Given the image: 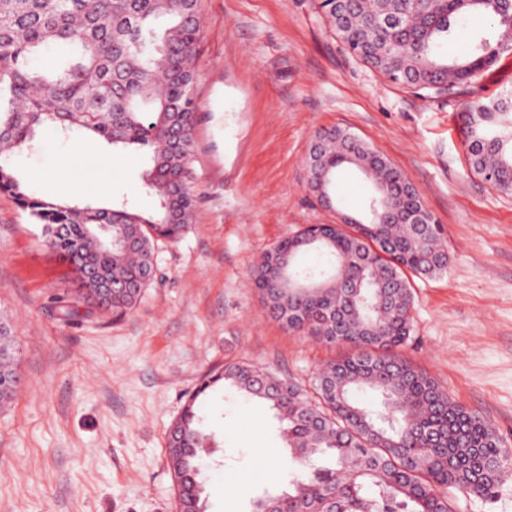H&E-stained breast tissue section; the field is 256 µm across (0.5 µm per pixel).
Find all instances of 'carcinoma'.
<instances>
[{
  "label": "carcinoma",
  "instance_id": "carcinoma-1",
  "mask_svg": "<svg viewBox=\"0 0 512 512\" xmlns=\"http://www.w3.org/2000/svg\"><path fill=\"white\" fill-rule=\"evenodd\" d=\"M319 8L352 55L434 97L473 83L512 50V0H320ZM474 16L496 36L475 34L443 57L459 21ZM201 37L198 0H0V191L43 226L78 294L115 314L132 309L151 282L155 239H179L196 208L189 163ZM463 124L471 170L512 194V97L467 113ZM47 125L133 155L147 150L142 181L156 197L154 213L31 193L11 158L35 147ZM315 140L308 169L317 188L333 196L337 174L354 167L373 182L378 208L396 217L381 224L367 209L363 223L318 243L302 229L265 252L253 280L268 314L290 331L354 352L319 371L314 398L245 362L204 378L167 432L166 447L179 449L167 452L179 508L206 512L201 464L220 444L204 429L198 402L223 388L273 412L298 464L288 490L264 493L251 512H454L449 492L492 494L512 475V453L485 420L397 353L413 332L408 274L432 277L448 266L439 225L404 174L363 138L331 127ZM310 253L328 259L331 275L301 265ZM15 383L13 364H0L1 402ZM366 390L381 409L361 403Z\"/></svg>",
  "mask_w": 512,
  "mask_h": 512
}]
</instances>
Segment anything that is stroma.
I'll return each mask as SVG.
<instances>
[{"label": "stroma", "instance_id": "1", "mask_svg": "<svg viewBox=\"0 0 512 512\" xmlns=\"http://www.w3.org/2000/svg\"><path fill=\"white\" fill-rule=\"evenodd\" d=\"M318 3L199 0L195 216L180 239L155 243L154 278L130 311L74 301L41 225L0 193V322L18 378L0 403V512H177L167 430L206 375L244 360L315 390L344 348L270 318L251 272L298 229L362 209L359 173L338 180L334 211L307 188L310 144L332 126L385 155L442 229L448 267L413 279L403 356L512 447V195L470 170L458 118L512 92V52L475 86L426 98L350 54ZM146 164L50 127L14 158L37 196L105 207L124 197L149 215ZM202 414L224 442L201 469L206 512H250L285 488L292 463L270 412L218 391ZM452 507L512 512V478L489 496L455 493Z\"/></svg>", "mask_w": 512, "mask_h": 512}]
</instances>
